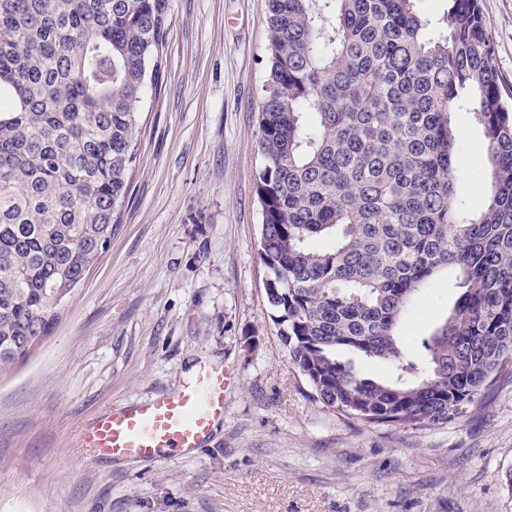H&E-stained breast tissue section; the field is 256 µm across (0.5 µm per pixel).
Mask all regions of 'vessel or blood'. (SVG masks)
<instances>
[{
    "mask_svg": "<svg viewBox=\"0 0 512 512\" xmlns=\"http://www.w3.org/2000/svg\"><path fill=\"white\" fill-rule=\"evenodd\" d=\"M234 379L220 364H206L176 392L103 413L82 433L97 455L150 459L163 464L197 450L224 418V394Z\"/></svg>",
    "mask_w": 512,
    "mask_h": 512,
    "instance_id": "1",
    "label": "vessel or blood"
}]
</instances>
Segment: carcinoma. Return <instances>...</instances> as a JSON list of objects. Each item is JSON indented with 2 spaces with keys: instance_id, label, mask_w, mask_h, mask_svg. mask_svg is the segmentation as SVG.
<instances>
[{
  "instance_id": "carcinoma-1",
  "label": "carcinoma",
  "mask_w": 512,
  "mask_h": 512,
  "mask_svg": "<svg viewBox=\"0 0 512 512\" xmlns=\"http://www.w3.org/2000/svg\"><path fill=\"white\" fill-rule=\"evenodd\" d=\"M267 0L258 254L270 317L314 400L430 429L512 374V95L480 0ZM167 0H0V371L25 359L112 239L161 84ZM490 190L458 206L461 100ZM444 270L460 294L422 342L399 327ZM389 365L364 376L341 355Z\"/></svg>"
}]
</instances>
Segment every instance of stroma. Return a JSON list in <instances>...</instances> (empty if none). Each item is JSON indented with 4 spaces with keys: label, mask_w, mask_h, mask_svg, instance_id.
I'll return each instance as SVG.
<instances>
[{
    "label": "stroma",
    "mask_w": 512,
    "mask_h": 512,
    "mask_svg": "<svg viewBox=\"0 0 512 512\" xmlns=\"http://www.w3.org/2000/svg\"><path fill=\"white\" fill-rule=\"evenodd\" d=\"M512 87V0H480ZM162 87L141 108L131 192L104 258L34 352L0 375V512H512V379L428 430L368 427L312 398L269 317L255 176L266 0H168ZM453 176L463 210L488 190L470 112ZM446 271L412 304L406 352L452 309ZM235 383L193 454L92 459L78 432L173 393L200 365Z\"/></svg>",
    "instance_id": "1"
}]
</instances>
